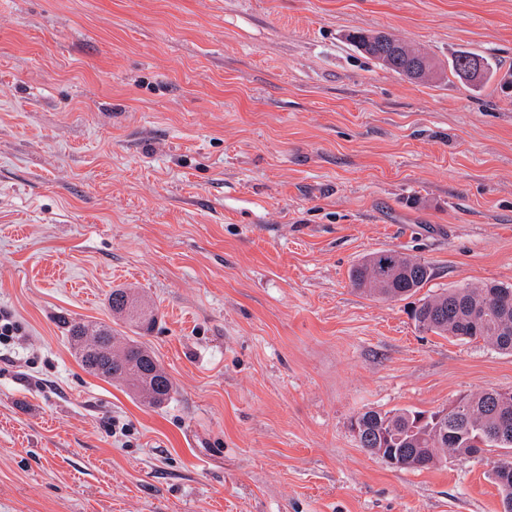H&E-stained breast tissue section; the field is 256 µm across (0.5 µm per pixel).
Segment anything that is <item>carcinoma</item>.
Here are the masks:
<instances>
[{
    "label": "carcinoma",
    "mask_w": 512,
    "mask_h": 512,
    "mask_svg": "<svg viewBox=\"0 0 512 512\" xmlns=\"http://www.w3.org/2000/svg\"><path fill=\"white\" fill-rule=\"evenodd\" d=\"M347 40L382 67L400 76L422 68L421 82L445 74L427 52L386 35L388 53L377 56L375 32L354 30ZM458 54L449 66L450 74L473 85L488 80L491 64L481 57L482 69L469 74ZM433 277L426 262L395 250L371 252L349 273L354 291L369 297L393 301L416 293ZM112 313L134 328V333L151 332L155 315L141 306L126 288H114L108 298ZM417 326L439 336L458 340L482 339L496 350L512 354V287L499 284L450 288L420 300L413 311ZM69 339L82 367L107 382L118 383L150 406H160L171 398L174 386L154 352L131 336H118L106 327L93 328L75 322ZM439 413L396 410H368L357 416V442L362 448H383L402 461L403 467L429 469L445 455L465 456L485 449L503 451L504 459L494 462L491 477L502 496V505L512 512V440L499 436V422L512 417V398L499 399L495 390L461 400L459 410L439 422Z\"/></svg>",
    "instance_id": "1"
}]
</instances>
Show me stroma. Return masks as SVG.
Returning <instances> with one entry per match:
<instances>
[{"label": "stroma", "mask_w": 512, "mask_h": 512, "mask_svg": "<svg viewBox=\"0 0 512 512\" xmlns=\"http://www.w3.org/2000/svg\"><path fill=\"white\" fill-rule=\"evenodd\" d=\"M355 28L512 72V0H0V512H502L498 453L398 468L352 422L512 391V355L411 317L512 285V92ZM376 250L434 277L361 295ZM115 288L155 312L162 406L68 341L126 332ZM380 31L354 30L347 34V40L370 57L377 60L382 67L411 81H429L441 74H445L435 59L427 52L413 48L390 34L385 33L388 53L378 57L375 47L376 33ZM416 67L425 68L422 76L418 78L406 77ZM467 56H476L481 58L483 65L480 72L474 73L472 75L467 72L463 64V60ZM490 67L491 64L487 57L474 52H462L454 58L451 65L449 66V71L453 77H456L462 81H466L473 85H481L485 81L489 80L488 76L490 73Z\"/></svg>", "instance_id": "obj_1"}]
</instances>
